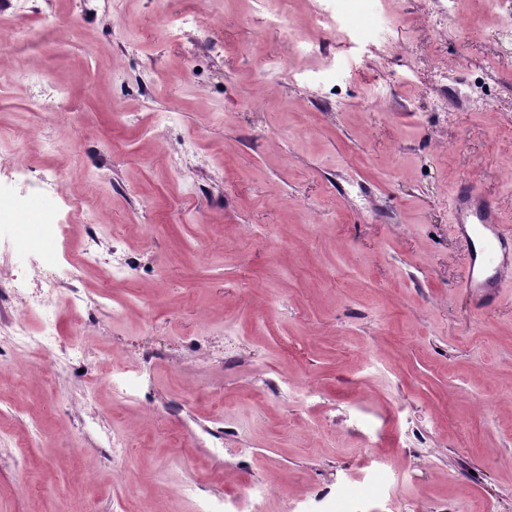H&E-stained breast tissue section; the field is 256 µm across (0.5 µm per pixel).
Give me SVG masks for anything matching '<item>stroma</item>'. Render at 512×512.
I'll return each instance as SVG.
<instances>
[{"mask_svg": "<svg viewBox=\"0 0 512 512\" xmlns=\"http://www.w3.org/2000/svg\"><path fill=\"white\" fill-rule=\"evenodd\" d=\"M0 45V197L72 227L0 223V265L20 301L54 276L86 349L46 379L0 324V512H194L199 478L258 512H512V279L470 307L448 209L466 178L512 219V5L0 0ZM62 169L74 215L20 189ZM91 239L123 267L74 314ZM115 360L135 401L95 383Z\"/></svg>", "mask_w": 512, "mask_h": 512, "instance_id": "obj_1", "label": "stroma"}]
</instances>
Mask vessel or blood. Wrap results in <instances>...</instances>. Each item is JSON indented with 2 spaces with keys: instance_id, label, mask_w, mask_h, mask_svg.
<instances>
[{
  "instance_id": "obj_1",
  "label": "vessel or blood",
  "mask_w": 512,
  "mask_h": 512,
  "mask_svg": "<svg viewBox=\"0 0 512 512\" xmlns=\"http://www.w3.org/2000/svg\"><path fill=\"white\" fill-rule=\"evenodd\" d=\"M449 207L453 229L470 256L464 286L479 311L498 301L503 280L512 275V225L503 222L497 203L469 179L457 183Z\"/></svg>"
}]
</instances>
